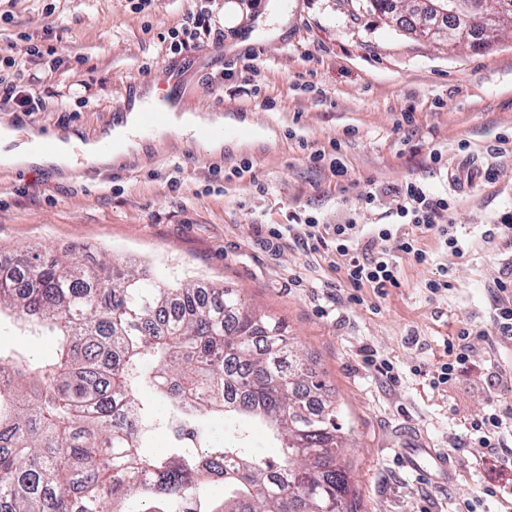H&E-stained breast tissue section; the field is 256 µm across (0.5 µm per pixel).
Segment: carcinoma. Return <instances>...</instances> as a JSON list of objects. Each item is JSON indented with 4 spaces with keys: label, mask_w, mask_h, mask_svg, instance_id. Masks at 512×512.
<instances>
[{
    "label": "carcinoma",
    "mask_w": 512,
    "mask_h": 512,
    "mask_svg": "<svg viewBox=\"0 0 512 512\" xmlns=\"http://www.w3.org/2000/svg\"><path fill=\"white\" fill-rule=\"evenodd\" d=\"M401 27L480 46L512 32V0L477 20L403 0ZM55 337L50 356L0 355V512H357L342 410L286 325L231 288L155 280L117 258L27 251L0 265V316ZM148 388L169 406L176 451L144 454ZM240 420L234 443L204 438ZM264 420L281 452L244 440ZM224 479V502L206 487ZM206 428L205 439L213 445L227 444L236 437L235 422L230 418H226L224 421L210 422Z\"/></svg>",
    "instance_id": "obj_1"
}]
</instances>
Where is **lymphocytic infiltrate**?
<instances>
[{
    "instance_id": "lymphocytic-infiltrate-1",
    "label": "lymphocytic infiltrate",
    "mask_w": 512,
    "mask_h": 512,
    "mask_svg": "<svg viewBox=\"0 0 512 512\" xmlns=\"http://www.w3.org/2000/svg\"><path fill=\"white\" fill-rule=\"evenodd\" d=\"M159 38L173 55L201 47L209 40L223 41L224 33L215 28L209 9L184 13L181 23L160 33ZM53 45L27 38L24 58L0 54V107L33 114L49 109L48 96L42 90L43 78L27 72L26 67L54 56ZM393 203L399 218L395 224H378L371 233H364L356 224L333 225L330 234H322L315 218L302 224L301 239L306 248L320 249L343 259V275L353 289L373 288L385 294L387 288L398 283V269L402 259L418 264L427 263L420 239L431 233L441 238L450 256L460 259L466 246L452 221L454 204L447 196L438 194L417 179L406 180L394 190ZM470 329H462L455 342L448 345V357L430 371L415 368V375L429 373L432 386L451 382L458 372L474 361V352L468 344ZM471 431L481 447L497 449L506 463L512 464V448L503 439L512 432V408L491 405Z\"/></svg>"
}]
</instances>
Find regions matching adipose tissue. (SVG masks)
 <instances>
[{
    "label": "adipose tissue",
    "mask_w": 512,
    "mask_h": 512,
    "mask_svg": "<svg viewBox=\"0 0 512 512\" xmlns=\"http://www.w3.org/2000/svg\"><path fill=\"white\" fill-rule=\"evenodd\" d=\"M134 115H127L123 123L113 130L114 136L124 138L125 148L120 153H108L102 142L80 144L78 139L69 133H56V147L45 152L39 149V135L28 132L25 143H17V134L9 129L0 128V166L23 168H48L55 171L69 172L76 165L77 155H84L99 167H109L120 163L122 159L139 155L143 150L141 141L133 137Z\"/></svg>",
    "instance_id": "obj_1"
}]
</instances>
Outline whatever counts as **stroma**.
<instances>
[{
	"mask_svg": "<svg viewBox=\"0 0 512 512\" xmlns=\"http://www.w3.org/2000/svg\"><path fill=\"white\" fill-rule=\"evenodd\" d=\"M205 0H159L151 15L126 0H0V52L23 55L19 33L34 38L54 28L64 66L49 91L73 98L70 67L83 56L94 69L92 101L82 111L26 115L0 112L15 131L46 127L80 140L95 138L119 122L115 109L127 82L143 66L168 62L159 31L180 23ZM251 27L224 23L225 6ZM216 26L224 30L238 61L240 49L263 39L278 46L261 53L251 75L258 93L242 118L262 136L226 140L224 172L241 161L251 176L224 181L205 193L212 153L204 141L173 136L146 142L141 156L116 168L81 164L62 176L28 169L26 180L0 167V260L19 250L74 251L87 261L121 257L159 279L193 280L235 289L246 304L284 321L309 363L336 391L350 438L358 512H512V466L480 447L468 428L491 403L512 406V342L480 336L489 322L495 280L512 270V242L485 233L512 210V153H498L512 138V37L481 48L454 50L408 34L369 7L368 0H261L250 13L245 0H214ZM220 66L189 67L181 105L212 113L233 106L219 78ZM274 100L267 109L266 100ZM411 122H404L405 111ZM340 142L344 179L313 164L308 148ZM468 151H459V143ZM447 159L438 168L432 151ZM480 157L491 176L476 177L457 197L453 222L467 246L450 258L429 235L421 247L430 260L401 261L398 286L385 296L371 288L350 302V288L333 256L310 252L287 229L311 216L322 225L393 224V192L407 179L449 194L450 164ZM178 186H171V179ZM375 191L371 208L364 192ZM283 236L274 239L270 228ZM447 265L448 290L430 294L425 283ZM474 329L477 358L450 384L435 388L414 367L442 361L445 341L460 328ZM368 350L400 368L386 381L364 361ZM38 359L52 354L49 336H24L12 319H0V352ZM418 443L448 454V476L421 483L401 462ZM492 487L496 496L485 495Z\"/></svg>",
	"mask_w": 512,
	"mask_h": 512,
	"instance_id": "stroma-1",
	"label": "stroma"
}]
</instances>
